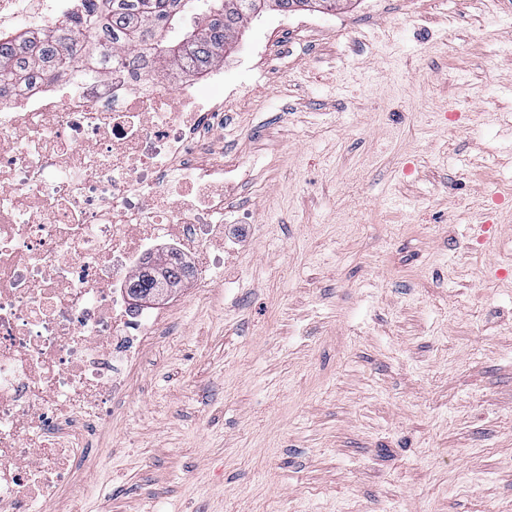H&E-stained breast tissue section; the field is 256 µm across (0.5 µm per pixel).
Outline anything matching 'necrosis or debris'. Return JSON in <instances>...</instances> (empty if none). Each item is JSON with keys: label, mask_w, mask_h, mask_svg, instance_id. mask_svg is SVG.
Listing matches in <instances>:
<instances>
[{"label": "necrosis or debris", "mask_w": 512, "mask_h": 512, "mask_svg": "<svg viewBox=\"0 0 512 512\" xmlns=\"http://www.w3.org/2000/svg\"><path fill=\"white\" fill-rule=\"evenodd\" d=\"M63 0H0V32L58 29ZM67 92L30 78L0 93V512H44L76 473L78 445L129 389L167 323L132 312L145 263L175 256L200 290L222 277L224 201L247 170L200 152L231 99L202 101L101 61Z\"/></svg>", "instance_id": "1"}]
</instances>
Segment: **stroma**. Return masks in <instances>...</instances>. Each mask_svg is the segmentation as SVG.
Masks as SVG:
<instances>
[{
    "label": "stroma",
    "mask_w": 512,
    "mask_h": 512,
    "mask_svg": "<svg viewBox=\"0 0 512 512\" xmlns=\"http://www.w3.org/2000/svg\"><path fill=\"white\" fill-rule=\"evenodd\" d=\"M202 96L252 180L57 512H512V0L252 17Z\"/></svg>",
    "instance_id": "1"
}]
</instances>
